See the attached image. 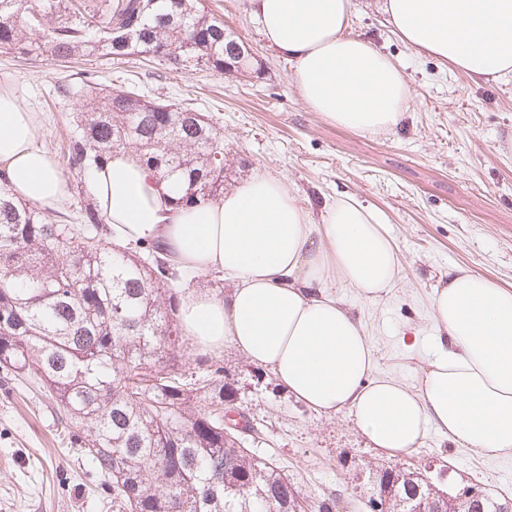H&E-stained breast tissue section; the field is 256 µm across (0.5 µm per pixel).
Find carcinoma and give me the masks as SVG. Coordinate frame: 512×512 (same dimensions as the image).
Masks as SVG:
<instances>
[{
    "instance_id": "carcinoma-1",
    "label": "carcinoma",
    "mask_w": 512,
    "mask_h": 512,
    "mask_svg": "<svg viewBox=\"0 0 512 512\" xmlns=\"http://www.w3.org/2000/svg\"><path fill=\"white\" fill-rule=\"evenodd\" d=\"M132 25L127 48L112 27ZM243 41L193 0H0V52L59 59L146 54L166 64L224 72L229 44ZM84 99L66 140L69 171L86 176L120 153L167 174L175 205L224 195V158L206 137L208 115L131 91ZM73 221L15 201L0 177V368L48 392L85 434L84 452L111 478L120 512H336V494L310 503L288 473L224 430L234 396L224 367L192 363L177 324L180 274L146 246L137 259L112 248L106 217L86 181ZM377 495L410 499L430 482L418 471L375 470Z\"/></svg>"
}]
</instances>
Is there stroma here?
<instances>
[{
	"label": "stroma",
	"mask_w": 512,
	"mask_h": 512,
	"mask_svg": "<svg viewBox=\"0 0 512 512\" xmlns=\"http://www.w3.org/2000/svg\"><path fill=\"white\" fill-rule=\"evenodd\" d=\"M349 31L403 70L410 96L391 131L361 134L328 122L302 101L293 65L269 48L245 0H200L257 53L261 75L175 69L138 55L114 62L0 54V81L41 119L42 146L61 159L82 100L58 86L87 81L159 102L192 105L224 133V186L255 174L285 179L299 203L320 214L351 195L378 213L394 238L400 271L386 295L360 299L329 287L366 328L375 373L417 386L432 351L434 288L462 266L512 289V76L472 81L449 62L405 45L379 0H354ZM235 407L261 429L253 449L275 457L304 498L336 492L338 512H367L373 471L385 458L351 418L329 419L288 396L272 373L257 374L234 348L218 355ZM74 428L36 388L0 370V512H112L103 478L70 439ZM394 465L431 470L440 489L474 485L512 497V457L483 459L432 431Z\"/></svg>",
	"instance_id": "35a3bbf8"
}]
</instances>
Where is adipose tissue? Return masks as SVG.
I'll return each instance as SVG.
<instances>
[{
  "mask_svg": "<svg viewBox=\"0 0 512 512\" xmlns=\"http://www.w3.org/2000/svg\"><path fill=\"white\" fill-rule=\"evenodd\" d=\"M266 42L294 64L305 105L367 133L393 129L409 99L394 61L349 31L352 0H246ZM407 45L452 63L470 79L512 75V0H383ZM40 119L0 87V172L15 197L61 211L70 185L40 144ZM112 239L159 244L179 270L229 278L218 296L180 298L184 336L201 355L234 347L270 369L307 408L352 416L381 453L407 454L430 430L485 459L512 456V289L453 268L434 288L437 338L420 384L375 376L365 327L335 296L330 274L367 301L394 282L399 260L378 215L351 196L313 217L283 180L261 174L218 201L174 207L173 185L128 155L90 178Z\"/></svg>",
  "mask_w": 512,
  "mask_h": 512,
  "instance_id": "obj_1",
  "label": "adipose tissue"
}]
</instances>
